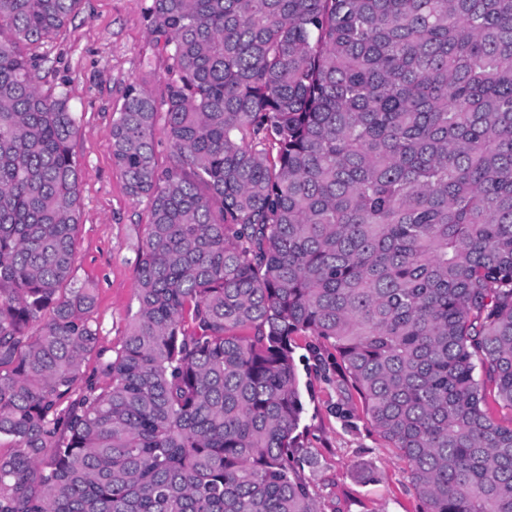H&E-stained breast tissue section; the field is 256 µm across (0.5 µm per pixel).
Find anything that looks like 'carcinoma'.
<instances>
[{
	"instance_id": "cac0c4a2",
	"label": "carcinoma",
	"mask_w": 512,
	"mask_h": 512,
	"mask_svg": "<svg viewBox=\"0 0 512 512\" xmlns=\"http://www.w3.org/2000/svg\"><path fill=\"white\" fill-rule=\"evenodd\" d=\"M80 3L0 0V512H320L302 333L420 512H512V0H151L165 91L109 131L149 212L117 350L75 281L76 118L20 49Z\"/></svg>"
}]
</instances>
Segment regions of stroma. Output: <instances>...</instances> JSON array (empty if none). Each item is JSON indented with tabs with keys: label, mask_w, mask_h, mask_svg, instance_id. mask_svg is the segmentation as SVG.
I'll use <instances>...</instances> for the list:
<instances>
[{
	"label": "stroma",
	"mask_w": 512,
	"mask_h": 512,
	"mask_svg": "<svg viewBox=\"0 0 512 512\" xmlns=\"http://www.w3.org/2000/svg\"><path fill=\"white\" fill-rule=\"evenodd\" d=\"M150 0H82L52 39L30 47L40 59L39 89L66 93L78 132L80 226L75 277L96 288L93 317L101 343L120 347L137 309V257L145 203L129 197L112 164L108 133L127 86L164 90L167 61L150 32ZM307 443L318 465L309 473L322 512H420L405 463L374 433L335 351L295 337Z\"/></svg>",
	"instance_id": "35a3bbf8"
}]
</instances>
